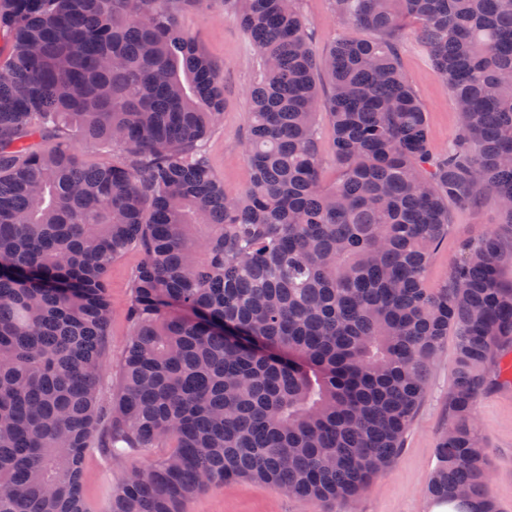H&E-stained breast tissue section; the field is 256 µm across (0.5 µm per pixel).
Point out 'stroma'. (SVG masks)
<instances>
[{
  "label": "stroma",
  "mask_w": 512,
  "mask_h": 512,
  "mask_svg": "<svg viewBox=\"0 0 512 512\" xmlns=\"http://www.w3.org/2000/svg\"><path fill=\"white\" fill-rule=\"evenodd\" d=\"M315 46L324 49L337 33L356 36V29L340 23L330 0H303ZM181 25L200 49L224 69V124L210 138L212 167L229 192L242 190L250 181L245 157L249 122L247 90L259 61L239 24L220 12L188 10ZM401 69L415 89L427 113L430 143L434 153L444 152L458 134V113L453 96L438 78L427 52L412 39L400 49ZM501 215L496 202L486 199L476 209H451L448 236L434 254L428 282L436 286L448 276L463 240L499 228ZM142 258L130 249L116 260L110 272L112 325L106 339V363L100 378V398L110 401L118 379L119 365L129 340L125 312L131 300V276ZM456 337L448 335L433 364L426 395L412 426L405 433L394 463L375 478L357 497L335 505L333 510L265 484L230 481L196 496L187 512H434L436 505L426 487L436 463V446L448 424V392L454 384ZM478 426L487 442L492 493L500 512H512V384L490 390L476 406ZM128 462L89 449L84 464V495L92 512H101L108 490L116 484Z\"/></svg>",
  "instance_id": "stroma-1"
}]
</instances>
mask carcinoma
Returning a JSON list of instances; mask_svg holds the SVG:
<instances>
[{"label": "carcinoma", "instance_id": "1", "mask_svg": "<svg viewBox=\"0 0 512 512\" xmlns=\"http://www.w3.org/2000/svg\"><path fill=\"white\" fill-rule=\"evenodd\" d=\"M330 4L362 37L319 54L301 0H0V512H90V448L170 449L132 464L103 512H185L238 479L352 498L396 457L450 327L428 495L498 512L475 411L512 355V0ZM214 5L259 57L236 194L207 148L224 70L179 22ZM408 35L459 110L440 155L401 70ZM77 138L112 162L83 163ZM488 193L508 233L464 241L430 287L448 205ZM133 246L105 405L108 273Z\"/></svg>", "mask_w": 512, "mask_h": 512}]
</instances>
